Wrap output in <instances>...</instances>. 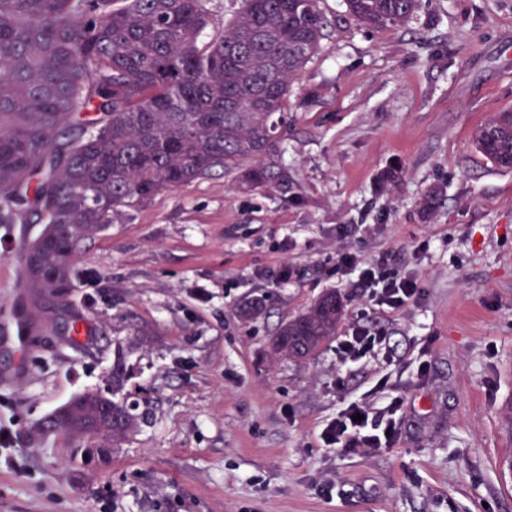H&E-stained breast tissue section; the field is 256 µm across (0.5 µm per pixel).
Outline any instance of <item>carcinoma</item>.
Wrapping results in <instances>:
<instances>
[{"label": "carcinoma", "mask_w": 512, "mask_h": 512, "mask_svg": "<svg viewBox=\"0 0 512 512\" xmlns=\"http://www.w3.org/2000/svg\"><path fill=\"white\" fill-rule=\"evenodd\" d=\"M318 0H243L207 42L204 0H0V224H41L22 244L20 287L62 297L77 243L119 208L147 204L220 168L243 190L288 189V88L334 22ZM374 28L405 25L419 0H344ZM512 168V111L475 133ZM428 190L422 217L437 208ZM330 293L282 326L275 347L307 357L336 334ZM84 393L62 408L66 434L105 455L134 428L127 408Z\"/></svg>", "instance_id": "carcinoma-1"}]
</instances>
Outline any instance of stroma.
Listing matches in <instances>:
<instances>
[{
    "instance_id": "obj_1",
    "label": "stroma",
    "mask_w": 512,
    "mask_h": 512,
    "mask_svg": "<svg viewBox=\"0 0 512 512\" xmlns=\"http://www.w3.org/2000/svg\"><path fill=\"white\" fill-rule=\"evenodd\" d=\"M318 6L336 31L288 92L287 193L219 170L121 210L79 242L66 303L39 308L19 282L41 227L0 224V512H512V169L473 142L512 110V0H420L389 29ZM343 251L393 252L423 291L368 319L395 362L352 374L336 345L361 300L325 274ZM332 290L335 339L275 358L278 327ZM256 296L265 312L243 319ZM383 375L405 400L396 444L326 447L322 428ZM86 392L136 417L105 456L34 432Z\"/></svg>"
}]
</instances>
